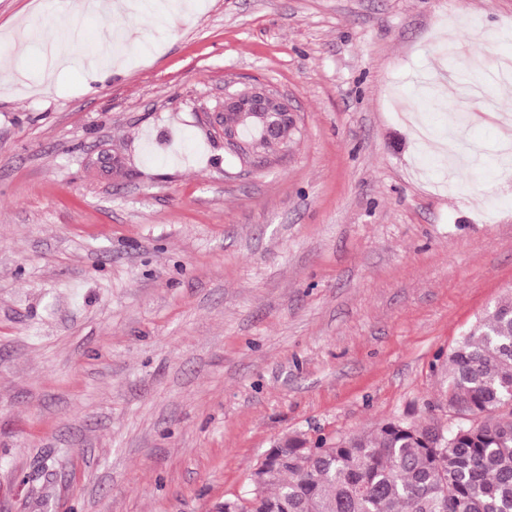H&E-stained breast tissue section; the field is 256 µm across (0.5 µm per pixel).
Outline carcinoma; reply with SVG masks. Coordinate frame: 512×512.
<instances>
[{
	"label": "carcinoma",
	"instance_id": "obj_1",
	"mask_svg": "<svg viewBox=\"0 0 512 512\" xmlns=\"http://www.w3.org/2000/svg\"><path fill=\"white\" fill-rule=\"evenodd\" d=\"M441 392L455 423L277 438L220 512H512L511 299L460 338Z\"/></svg>",
	"mask_w": 512,
	"mask_h": 512
}]
</instances>
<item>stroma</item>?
Listing matches in <instances>:
<instances>
[{
  "label": "stroma",
  "instance_id": "stroma-1",
  "mask_svg": "<svg viewBox=\"0 0 512 512\" xmlns=\"http://www.w3.org/2000/svg\"><path fill=\"white\" fill-rule=\"evenodd\" d=\"M198 2L0 0V512H217L284 434L447 421L442 365L512 299L498 130L461 129L452 196L392 104L440 137L478 97L512 116V0ZM106 28L122 63L89 72ZM449 31L485 83L436 102ZM230 81L289 98L291 152H225Z\"/></svg>",
  "mask_w": 512,
  "mask_h": 512
}]
</instances>
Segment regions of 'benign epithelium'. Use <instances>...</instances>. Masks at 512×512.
<instances>
[{
    "mask_svg": "<svg viewBox=\"0 0 512 512\" xmlns=\"http://www.w3.org/2000/svg\"><path fill=\"white\" fill-rule=\"evenodd\" d=\"M248 120L257 126L256 154H263L258 145L265 139L282 142L285 150L292 146L289 136L297 126V116L288 98L277 90L259 83L224 94V149L229 153H235L239 127Z\"/></svg>",
    "mask_w": 512,
    "mask_h": 512,
    "instance_id": "1",
    "label": "benign epithelium"
}]
</instances>
